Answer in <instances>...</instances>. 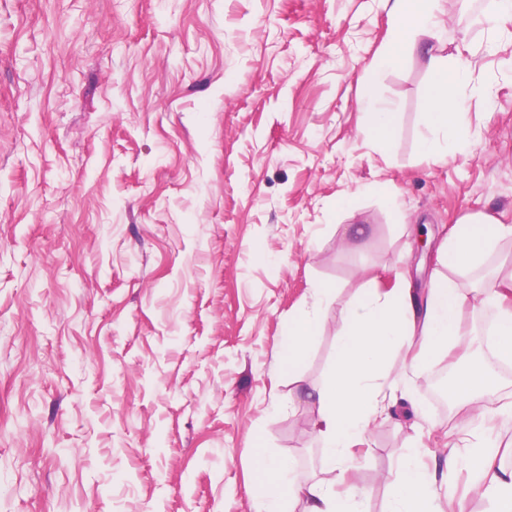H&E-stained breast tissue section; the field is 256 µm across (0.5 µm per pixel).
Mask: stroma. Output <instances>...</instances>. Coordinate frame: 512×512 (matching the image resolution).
Wrapping results in <instances>:
<instances>
[{
  "label": "stroma",
  "mask_w": 512,
  "mask_h": 512,
  "mask_svg": "<svg viewBox=\"0 0 512 512\" xmlns=\"http://www.w3.org/2000/svg\"><path fill=\"white\" fill-rule=\"evenodd\" d=\"M443 9L466 123L439 161L420 52L375 87L391 139L363 131L388 0H0V512H256L258 446L331 481L293 381L334 369L342 303L370 280L424 292L468 217L512 225V15ZM315 308L324 331L282 367L276 340ZM447 364L391 365L398 398L354 452L365 512H389L412 448L440 505L485 512L444 464L466 409L426 398Z\"/></svg>",
  "instance_id": "1"
}]
</instances>
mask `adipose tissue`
Returning <instances> with one entry per match:
<instances>
[{"mask_svg": "<svg viewBox=\"0 0 512 512\" xmlns=\"http://www.w3.org/2000/svg\"><path fill=\"white\" fill-rule=\"evenodd\" d=\"M439 2L394 0L391 44L366 65L358 99V108L364 114L363 130L368 136L382 142L389 139L394 114L376 106L375 86L384 72L400 64L422 39H439L444 24ZM428 69L424 123L430 136L421 142V151L426 155L432 152L430 137L437 133L444 134L449 147H456L463 119L459 103L452 96L458 74L449 71L442 56L434 52L428 55ZM506 239H512L511 224L476 220L458 225L442 242L440 253L450 269L465 272L480 268ZM461 301L456 283L441 276L432 281L424 295L407 288L387 293L373 289L345 308L343 322L336 330V367L310 395L319 408L316 429L323 444V461L335 478L330 483L300 481L293 476L292 460H272L257 454L256 468L265 490L258 512H287L288 505L297 501L304 502L305 512H363V495L350 485L352 450L370 423L385 410L387 362L392 356L405 353L410 357L411 368L421 370L442 355H467L470 344L462 337ZM472 305L495 306L493 353L501 363L512 364V306L505 304L503 293L494 285L476 291ZM323 326L319 311L296 316L276 342L281 364L292 366L300 362ZM494 386L493 376L482 364L464 371L460 390L470 407L468 425L484 423L486 409L480 400ZM467 456L478 473L474 489L491 503V512H512V468L504 465L492 442L476 440L469 446ZM394 495L392 512H438L430 478L415 454L403 459L394 480Z\"/></svg>", "mask_w": 512, "mask_h": 512, "instance_id": "1", "label": "adipose tissue"}]
</instances>
